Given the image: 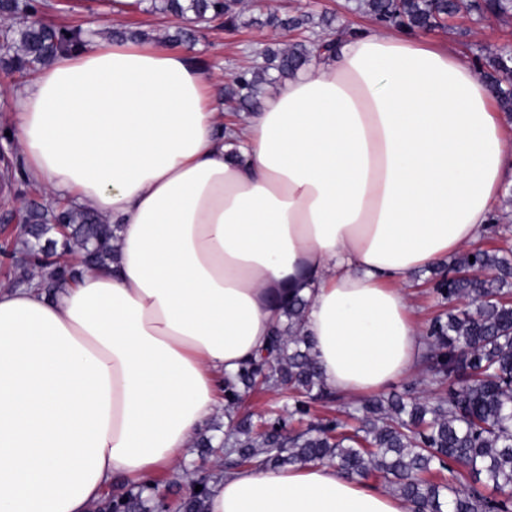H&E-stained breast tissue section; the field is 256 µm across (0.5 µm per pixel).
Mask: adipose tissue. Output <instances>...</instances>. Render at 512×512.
<instances>
[{"label": "adipose tissue", "instance_id": "adipose-tissue-1", "mask_svg": "<svg viewBox=\"0 0 512 512\" xmlns=\"http://www.w3.org/2000/svg\"><path fill=\"white\" fill-rule=\"evenodd\" d=\"M190 55L90 39L15 91L27 178L118 225L109 271L0 285V512H89L182 451L301 289L326 386L359 399L424 352L406 285L474 244L512 173V120L451 44L336 39L253 114L225 118ZM229 127L240 159L217 131ZM209 512H408L310 463L242 468Z\"/></svg>", "mask_w": 512, "mask_h": 512}]
</instances>
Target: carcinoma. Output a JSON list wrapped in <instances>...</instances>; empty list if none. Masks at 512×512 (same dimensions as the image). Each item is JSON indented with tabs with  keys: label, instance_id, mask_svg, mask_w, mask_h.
Here are the masks:
<instances>
[{
	"label": "carcinoma",
	"instance_id": "obj_1",
	"mask_svg": "<svg viewBox=\"0 0 512 512\" xmlns=\"http://www.w3.org/2000/svg\"><path fill=\"white\" fill-rule=\"evenodd\" d=\"M240 0H112L118 12L169 14L195 24L219 20L226 28L240 24L277 31L319 28V42L275 43L261 51L262 62L240 69L224 87V97L242 111L255 112L263 87L285 82L313 59L335 48L334 18L301 11L275 12L243 19ZM42 0H0V69L23 73L43 67L85 42L80 27H58L45 20ZM357 7L385 27L432 31L445 17L463 11L512 19V0H358ZM195 29L166 33L172 47L188 46ZM480 74L498 95L500 107L512 115V49L488 51ZM508 83V88L501 86ZM23 220L35 225L20 238L32 254L18 280L40 276L50 286L74 279L85 269L102 268L115 252L117 228L85 208L44 206L28 202ZM64 224L68 249L84 253L76 265L59 260L41 242L51 225ZM435 293L452 308L427 325L423 338L428 383L425 397L410 383L401 393L373 396L346 404L343 416L331 412L311 416V405L329 410L341 396L328 389L313 345L301 326L308 299L298 293L276 299L280 321L266 346L237 372L224 376V415L230 424L219 446L202 436L197 446L227 469L255 465L296 466L325 462L349 478L378 479L404 499L411 512H512V497L489 495L484 489L512 488V249H478L458 254L452 264L430 267ZM280 390L293 400L288 414H256L246 408L254 393ZM308 420L295 430L290 421ZM214 474L202 467L171 473L164 480L121 486V491L95 504L94 512H208V486ZM482 488H467L468 479ZM202 490L195 491L196 486ZM176 494V504L167 494Z\"/></svg>",
	"mask_w": 512,
	"mask_h": 512
}]
</instances>
